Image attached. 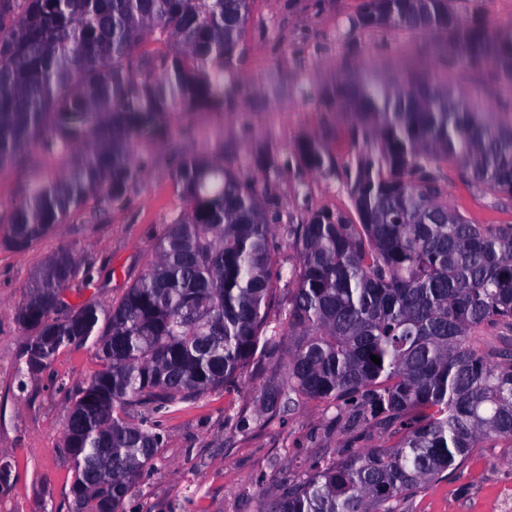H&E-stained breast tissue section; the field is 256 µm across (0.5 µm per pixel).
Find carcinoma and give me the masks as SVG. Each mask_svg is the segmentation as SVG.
I'll use <instances>...</instances> for the list:
<instances>
[{"mask_svg": "<svg viewBox=\"0 0 512 512\" xmlns=\"http://www.w3.org/2000/svg\"><path fill=\"white\" fill-rule=\"evenodd\" d=\"M453 2L363 0L348 21L437 37L432 65L354 80L350 61L321 89L345 116L347 155L318 137L294 145L298 174L338 177L357 220L318 208L282 224L275 159L258 180L188 148L172 169L187 208L119 301L59 304L91 271L74 249L35 276L15 309L28 334L17 375L87 344L100 365L66 416L75 512H124L161 456L159 418L280 348L267 312L282 290L287 382L261 391L260 410L319 400L337 425L390 443L319 457L259 512H401L481 443L512 450V352L480 345L485 329H512V224L449 206L442 167L512 198V29ZM250 12L251 0H0V168L31 148L56 162L12 205L3 243L30 245L91 198L125 205L147 168L134 144L233 105ZM151 40L166 49L145 50ZM278 236L296 252L286 271Z\"/></svg>", "mask_w": 512, "mask_h": 512, "instance_id": "cac0c4a2", "label": "carcinoma"}]
</instances>
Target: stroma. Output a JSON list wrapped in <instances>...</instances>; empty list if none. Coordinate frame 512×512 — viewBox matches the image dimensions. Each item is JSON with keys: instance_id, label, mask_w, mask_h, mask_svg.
Segmentation results:
<instances>
[{"instance_id": "stroma-1", "label": "stroma", "mask_w": 512, "mask_h": 512, "mask_svg": "<svg viewBox=\"0 0 512 512\" xmlns=\"http://www.w3.org/2000/svg\"><path fill=\"white\" fill-rule=\"evenodd\" d=\"M253 0L243 35L247 55L241 70L238 104L221 112L180 117L185 137L138 144L134 151L151 165L131 193L129 204L98 219L88 209L72 213L44 237L22 248L0 244V462L10 466L0 484V512H73L72 464L63 445L64 421L77 390L98 370L91 347L62 350L44 370L17 380L26 333L15 308L35 273L59 249L72 246L92 259L90 284L72 282L71 304L106 307L145 273L165 224L186 207L171 178L174 156L185 147L223 152L234 169L261 177L259 158L286 160L302 137L322 136L343 153L344 119L326 111L317 91L342 71L346 58L379 69L396 70L420 61L435 38L426 32L365 29L347 35V22L362 0ZM50 158L30 150L0 168V233L11 204L27 182L52 167ZM448 203L474 224L512 223V201L461 182L452 165ZM279 194L283 214H304L306 206L350 210L335 177L298 178L282 170ZM286 352L278 350L247 367L236 387L182 403L162 418L164 448L157 469L139 482L132 503L147 512H257L260 500L280 492L289 472L305 469L326 451L381 444L372 431L359 440L336 432L326 404L302 399L284 413L261 414L260 391L285 381ZM512 487V454L497 443L473 449L454 472L423 486L401 512H502L501 494Z\"/></svg>"}]
</instances>
